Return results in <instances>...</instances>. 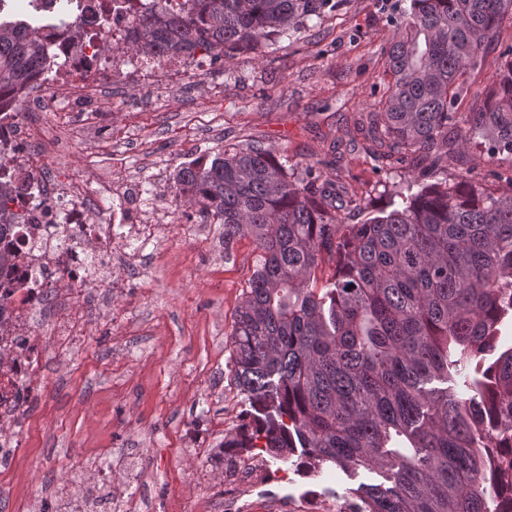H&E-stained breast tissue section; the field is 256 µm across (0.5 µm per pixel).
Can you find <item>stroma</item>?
Returning <instances> with one entry per match:
<instances>
[{"instance_id":"1","label":"stroma","mask_w":512,"mask_h":512,"mask_svg":"<svg viewBox=\"0 0 512 512\" xmlns=\"http://www.w3.org/2000/svg\"><path fill=\"white\" fill-rule=\"evenodd\" d=\"M401 0H344L306 29L258 54L221 59L188 86L128 91L98 115V130L71 143L66 168L90 181L103 171L143 183L144 199L169 207L171 224L140 253L128 287L92 314L84 343L48 355L45 392L15 457L17 476L0 512L37 498L92 462L88 481L109 478L113 495L143 493L151 512H201L210 488L226 485L238 462L258 466L229 512H313L344 507L352 489L380 482L379 472L346 474L332 465L312 473L250 450L210 468L184 453L189 440L211 446L232 439L246 404L230 363L229 333L256 264L251 239L223 244L224 227L202 224L175 203L170 186L183 164L225 145L248 142L291 163L319 161L323 176L344 187L337 212L359 224L405 184L404 168L381 157L367 138L368 113L383 94L388 25ZM487 55L468 72L458 100L477 111L503 65ZM223 82L220 95L205 85Z\"/></svg>"}]
</instances>
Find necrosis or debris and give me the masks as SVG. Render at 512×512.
Instances as JSON below:
<instances>
[{"mask_svg": "<svg viewBox=\"0 0 512 512\" xmlns=\"http://www.w3.org/2000/svg\"><path fill=\"white\" fill-rule=\"evenodd\" d=\"M55 38L52 58L69 71L66 98L57 101L47 83H32L21 99L0 95V150L25 188L11 208L22 221L0 239L16 254L11 285L0 289V458L11 459L29 411L44 390L42 365L50 351H64L85 332L87 315L78 300L98 290L127 287L144 243L168 222L166 209L145 217V203L109 177L94 184L60 172L39 179L47 155L59 149L38 122L47 116L61 136H82L69 112H108L115 94L132 87L184 85L197 72L201 54L143 60L127 49L141 14L156 0H75L80 38L59 36L68 17L60 0H27Z\"/></svg>", "mask_w": 512, "mask_h": 512, "instance_id": "obj_1", "label": "necrosis or debris"}]
</instances>
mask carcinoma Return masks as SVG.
I'll use <instances>...</instances> for the list:
<instances>
[{"mask_svg": "<svg viewBox=\"0 0 512 512\" xmlns=\"http://www.w3.org/2000/svg\"><path fill=\"white\" fill-rule=\"evenodd\" d=\"M341 0H185L143 14L129 46L160 58L230 59L307 26ZM512 0H409L386 48L390 81L368 113L388 158L418 172L363 224L327 199L322 163L224 146L173 176L178 203L224 225V249L252 238L258 260L230 332L248 421L222 448H257L303 469L387 474L339 512H512V177L491 191L464 151L512 159V60L484 107L456 111L463 77L498 48ZM49 32L0 20V88L25 89L52 57ZM435 181L426 173L448 172ZM418 190H413V187ZM0 229L18 223L3 201ZM325 262L335 265L311 287ZM445 384L436 388L433 383Z\"/></svg>", "mask_w": 512, "mask_h": 512, "instance_id": "1", "label": "carcinoma"}]
</instances>
